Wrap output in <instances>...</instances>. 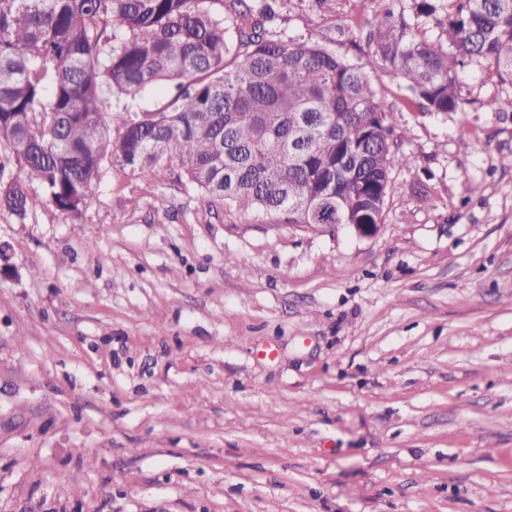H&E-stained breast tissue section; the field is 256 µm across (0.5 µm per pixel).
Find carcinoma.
Instances as JSON below:
<instances>
[{
	"label": "carcinoma",
	"mask_w": 512,
	"mask_h": 512,
	"mask_svg": "<svg viewBox=\"0 0 512 512\" xmlns=\"http://www.w3.org/2000/svg\"><path fill=\"white\" fill-rule=\"evenodd\" d=\"M386 2L358 66L283 37L268 0H0V144L19 167L5 181L0 162V208L77 214L105 162L151 180L172 160L203 196L289 224L380 223L411 158L368 70L429 113L466 111L471 63L512 83V0ZM159 86L172 96L137 119L121 104Z\"/></svg>",
	"instance_id": "obj_1"
}]
</instances>
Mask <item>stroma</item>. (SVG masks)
Returning a JSON list of instances; mask_svg holds the SVG:
<instances>
[{
    "label": "stroma",
    "mask_w": 512,
    "mask_h": 512,
    "mask_svg": "<svg viewBox=\"0 0 512 512\" xmlns=\"http://www.w3.org/2000/svg\"><path fill=\"white\" fill-rule=\"evenodd\" d=\"M379 0H285L349 62ZM420 114L377 236L105 163L80 214L0 209V512H512L511 95ZM476 192H469V185Z\"/></svg>",
    "instance_id": "1"
}]
</instances>
